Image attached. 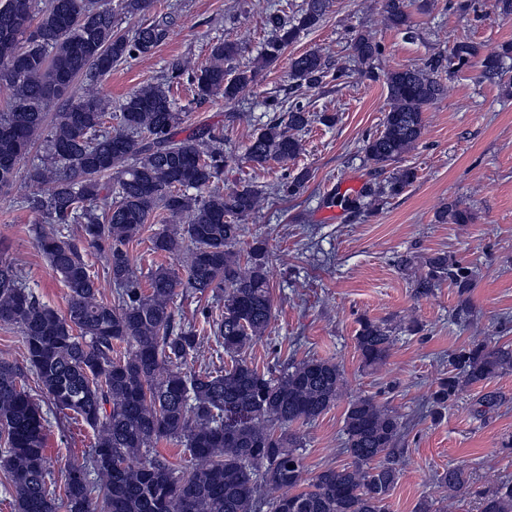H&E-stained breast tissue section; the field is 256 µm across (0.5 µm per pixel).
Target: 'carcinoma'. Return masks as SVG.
<instances>
[{
    "label": "carcinoma",
    "instance_id": "carcinoma-1",
    "mask_svg": "<svg viewBox=\"0 0 512 512\" xmlns=\"http://www.w3.org/2000/svg\"><path fill=\"white\" fill-rule=\"evenodd\" d=\"M150 0H0V85L10 90L0 111V188L12 185L19 165L46 134L48 163L25 172L33 185L51 184L46 193L26 196L27 207L54 229L39 232L36 243L68 288L66 311L44 303L27 285L23 265L0 260V323L19 328L26 362L35 372L50 406L70 411L96 432L84 462L68 469L64 496L68 512H384L397 483L403 423L375 395L348 402L343 449L348 462L305 477L294 423L312 422L343 396L345 379L328 359L309 357L287 364L279 374L260 372L244 357L274 316L266 245L257 241L246 261L234 251L243 232L239 221L255 213L263 191L245 185L229 192L216 183L228 166L224 129L201 126L180 139L186 108L171 96L187 77L194 100L221 96L235 100L254 83L258 67L227 77L224 60L236 56L233 43L216 42L207 65L177 63L164 82L134 91L114 115L95 93L78 92L76 81H90L135 55L148 54L169 36L170 21L155 18L133 34L116 30L119 15L136 16ZM330 0H305L293 20L267 15L273 31L261 53L265 66L276 63L300 32L316 27ZM388 23L412 33L405 0H383ZM359 66H371L383 52L368 33L351 44ZM512 47L483 59L485 75L503 78L502 59ZM478 55L471 41L457 42L447 65L410 66L387 74L389 109L383 129L363 141V151L384 172L414 147L422 135L424 112L444 92L435 77L444 66L454 73ZM298 86L315 88L348 73L316 51L290 59ZM60 105L54 113L49 109ZM305 105L288 107V127L272 120L254 133L247 158L255 166L285 164L302 151L290 130L311 122ZM117 125H112V120ZM417 179L411 167L395 169L379 190L397 196ZM196 194H189V190ZM158 209L188 224L151 238L155 253L188 247L186 279L159 266L147 285L134 275L129 242ZM79 226L80 238L103 254L113 300L100 297L75 240L62 235ZM414 296L449 281L464 296L473 272L448 255L426 261ZM201 296L223 295V307L209 332L230 365L213 371L183 368L200 345L198 330L176 321L175 289ZM400 326L358 319L355 346L362 367L386 362ZM512 368V345L474 339L448 356V375L430 394L437 415L454 405L463 386L484 383ZM23 371L0 360V470L9 480L14 512H59L47 484L45 418L22 384ZM501 395L480 396L472 413L495 410ZM162 438L179 440L191 465L175 473L156 455L142 456ZM448 488L467 487L465 471L450 466L440 476ZM481 512H512V479L482 493Z\"/></svg>",
    "mask_w": 512,
    "mask_h": 512
}]
</instances>
